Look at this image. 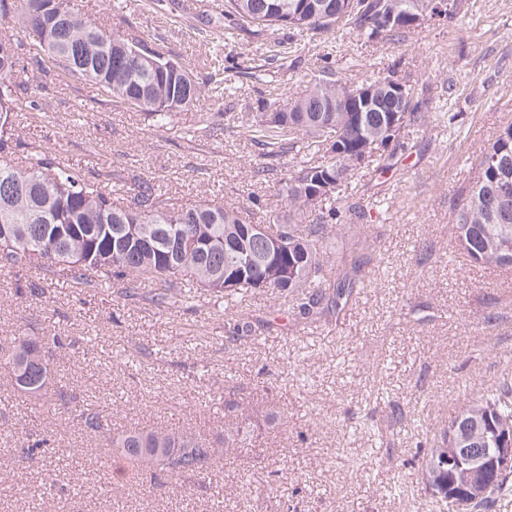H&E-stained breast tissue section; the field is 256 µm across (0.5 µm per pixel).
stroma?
Here are the masks:
<instances>
[{"label":"stroma","mask_w":512,"mask_h":512,"mask_svg":"<svg viewBox=\"0 0 512 512\" xmlns=\"http://www.w3.org/2000/svg\"><path fill=\"white\" fill-rule=\"evenodd\" d=\"M75 12L106 28L148 32L171 58L199 74L223 64L226 91L204 108L175 112L157 126L143 113L112 103L101 89L62 72L29 70L21 79L44 99L43 110L19 108L22 139L68 167L130 185L150 180L178 208L201 199L247 213L255 224L287 218L279 194L284 160L263 156L236 135L235 121L255 112L267 90L298 99L330 55L353 83L396 68L415 80L430 119L405 129L408 151L395 174L374 167L354 176L353 197L387 202L379 222L352 225L334 240L335 259H368L371 280L338 319L297 324L283 302L256 294L249 308L202 292L190 302L157 309L118 286L78 288L55 266L51 306L16 295L0 275V348L11 336L50 331L75 338L58 371L66 398L92 404L113 432L180 427L216 448L220 474L183 503L179 488H150L134 473L100 491L101 464L112 443L84 434L61 413L62 398L44 396L27 408L15 400L11 363L0 357V512H24L40 498L47 470L68 496L46 512H427L430 495L417 475L433 434L472 394L512 369V269L471 265L453 251V208L476 175V160L512 122V0H463L457 18L426 23L393 41H370L353 29L335 38L298 33L286 59L264 65L272 32L240 26L224 0H71ZM208 111L214 133L197 130ZM458 114L456 124L447 117ZM259 195L252 205L250 195ZM430 250L422 258V250ZM497 315L486 335L485 315ZM251 322L255 340L233 345L230 324ZM278 330H266L265 321ZM399 402L404 420L389 426ZM248 411L245 449L224 445V405ZM388 442L380 448L370 422ZM47 431L49 468L19 461L17 438ZM287 477L267 484L269 472Z\"/></svg>","instance_id":"1"}]
</instances>
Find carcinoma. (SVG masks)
Instances as JSON below:
<instances>
[{
    "instance_id": "cac0c4a2",
    "label": "carcinoma",
    "mask_w": 512,
    "mask_h": 512,
    "mask_svg": "<svg viewBox=\"0 0 512 512\" xmlns=\"http://www.w3.org/2000/svg\"><path fill=\"white\" fill-rule=\"evenodd\" d=\"M12 17L22 36H0V273L16 280L35 263L47 271L63 263L71 279L88 286L122 284L124 294L145 299L159 309L187 301L205 290L238 304L257 291H271L291 303L297 318L316 321L339 316L362 280L366 265L361 256L346 261L350 271L340 275L327 251L328 242L343 228L338 206L351 196L357 165L342 153L356 151L359 133L386 134L391 151L371 153L364 165L384 172L394 168L399 152H406V124L426 120L417 101L416 83L404 80L406 115L390 130L393 101L374 98V106L358 116L338 111L336 95L350 85L337 77L334 61L324 57L320 77L304 97L240 122L238 133L283 156L289 148L313 152L312 162L285 164L279 180L294 210L296 221L276 225L248 224L239 212L209 200L169 208L155 185L142 180L127 188H108L102 180L63 165L57 158L22 141L13 116L22 98L32 109L41 99L28 95L20 74L35 69L43 74L60 69L71 80L95 84L111 101L137 108L161 125L184 107L202 105L223 83L219 72L198 79L179 62L166 71L145 66L141 49L155 46L144 36L128 37L107 30L71 12L57 18L44 9L45 0H10ZM344 0H224L226 13L268 30H307L336 33L351 26L371 40H395L408 30L406 24L385 32L371 28L380 13L397 7L405 11L432 0H362L364 10L339 22H319L340 11ZM342 153H337L336 148ZM477 175L462 191L454 209V248L465 260L483 265L512 267V193L499 185L512 178V123L501 128L478 159ZM331 184L329 194L316 197L320 187ZM69 349L62 337L15 336L8 360L15 385L23 395L47 387L49 366ZM90 436H105L110 428L101 413L88 404L66 407ZM227 429L224 444L244 447L242 422ZM512 429V382L480 392L448 420L440 444L423 453L420 473L440 466L454 448H492L496 433ZM50 446V438L30 433L24 441L35 457ZM113 463L136 473L147 472L176 484H203L216 476L214 449L206 439L174 428L131 430L112 437ZM512 487V474L497 481L486 496L462 511L442 497H433L439 512H497L503 493Z\"/></svg>"
}]
</instances>
